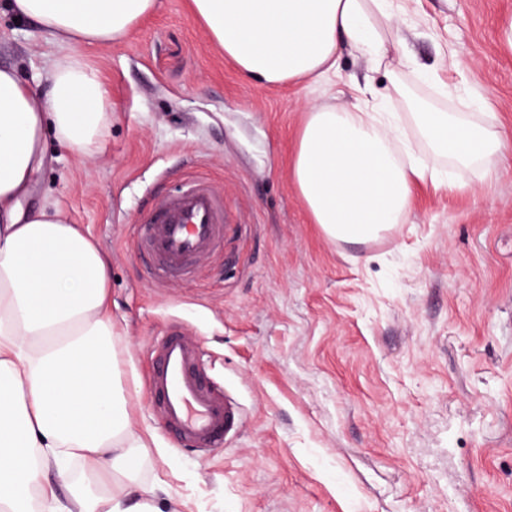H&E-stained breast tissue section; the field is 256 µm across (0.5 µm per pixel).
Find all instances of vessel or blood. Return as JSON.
<instances>
[{"label": "vessel or blood", "instance_id": "obj_1", "mask_svg": "<svg viewBox=\"0 0 512 512\" xmlns=\"http://www.w3.org/2000/svg\"><path fill=\"white\" fill-rule=\"evenodd\" d=\"M139 229L152 279L184 276L190 263L210 259L224 237L223 191L202 179L156 196ZM149 354L148 391L163 425L193 451L221 442L237 426L240 409L223 385L208 380L201 342L173 323L152 342Z\"/></svg>", "mask_w": 512, "mask_h": 512}]
</instances>
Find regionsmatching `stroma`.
Here are the masks:
<instances>
[{
  "label": "stroma",
  "instance_id": "obj_1",
  "mask_svg": "<svg viewBox=\"0 0 512 512\" xmlns=\"http://www.w3.org/2000/svg\"><path fill=\"white\" fill-rule=\"evenodd\" d=\"M410 99L512 129V0H399ZM59 43L0 0V67L44 99ZM111 120L92 156L47 138L25 208L59 204L111 267L112 347L148 445L141 486L163 512H512V162L462 189L417 183L407 223L366 243L313 224L291 174L309 105L386 93L343 55L319 84L242 77L194 17L158 0L125 38L82 45ZM203 177L224 191V249L155 286L136 227L154 196ZM204 343L242 426L209 455L182 450L148 395V345L170 320Z\"/></svg>",
  "mask_w": 512,
  "mask_h": 512
}]
</instances>
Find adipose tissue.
Returning a JSON list of instances; mask_svg holds the SVG:
<instances>
[{
    "instance_id": "adipose-tissue-1",
    "label": "adipose tissue",
    "mask_w": 512,
    "mask_h": 512,
    "mask_svg": "<svg viewBox=\"0 0 512 512\" xmlns=\"http://www.w3.org/2000/svg\"><path fill=\"white\" fill-rule=\"evenodd\" d=\"M213 43L263 84L339 70V49L393 72L394 0H191ZM158 0H9L65 52L44 102L0 69V512H160L154 490L132 493L147 444L135 429L106 343L109 266L60 206L21 211L44 164L46 132L91 154L111 112L105 83L70 48L124 38ZM396 93L360 89L352 108L312 106L298 131L292 175L313 221L331 239L362 242L409 216L427 168L399 134ZM413 119L451 166L491 178L512 147L503 127L468 112L425 109ZM83 480L60 498L72 459Z\"/></svg>"
}]
</instances>
